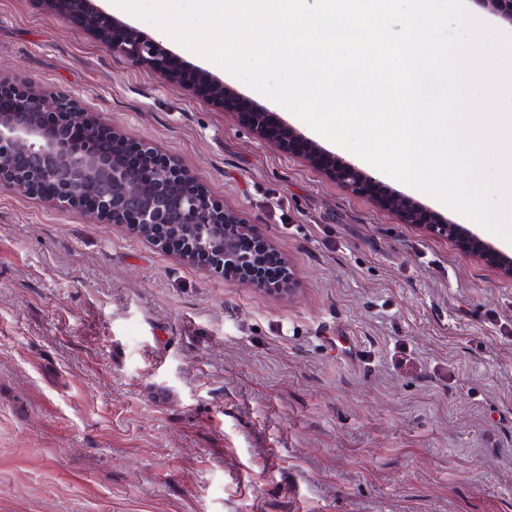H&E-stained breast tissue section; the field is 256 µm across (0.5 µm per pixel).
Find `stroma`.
<instances>
[{"instance_id": "1", "label": "stroma", "mask_w": 512, "mask_h": 512, "mask_svg": "<svg viewBox=\"0 0 512 512\" xmlns=\"http://www.w3.org/2000/svg\"><path fill=\"white\" fill-rule=\"evenodd\" d=\"M115 18L355 162L156 27ZM0 80L156 147L294 280L270 293L0 191V512H512V279L43 0H0Z\"/></svg>"}]
</instances>
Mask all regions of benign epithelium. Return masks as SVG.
Here are the masks:
<instances>
[{
  "mask_svg": "<svg viewBox=\"0 0 512 512\" xmlns=\"http://www.w3.org/2000/svg\"><path fill=\"white\" fill-rule=\"evenodd\" d=\"M490 15L512 26V0H476ZM52 18H81L83 28L116 53L148 65L175 84L186 76L176 58L158 42L144 37L94 4V0H44ZM191 85L204 86L215 102L246 115L258 136L278 141L315 162L330 179L355 192L369 194L383 207L399 213L408 224L438 229L464 251L499 269L512 279V258L486 244L477 234L452 223H442L414 207L405 197L387 193L373 176L351 163H340L323 153L280 121L274 112H252L249 103L224 90L223 82L198 72ZM12 108L0 112V188L77 207L109 224H123L155 246L206 265L224 277L248 282L257 271L262 253L271 244L254 228L242 225L231 209L215 204L205 190L179 165L150 147L142 148L153 160L149 169L118 167L106 150L107 137H120L101 118L76 110L71 99L45 91L21 90L0 82V98ZM84 130V146L71 143L70 133ZM179 224L183 232L168 235L161 228ZM222 224L224 245L198 251L192 241L199 225Z\"/></svg>",
  "mask_w": 512,
  "mask_h": 512,
  "instance_id": "1",
  "label": "benign epithelium"
}]
</instances>
